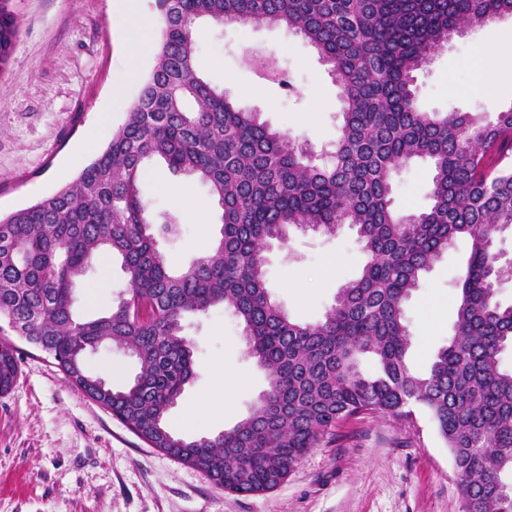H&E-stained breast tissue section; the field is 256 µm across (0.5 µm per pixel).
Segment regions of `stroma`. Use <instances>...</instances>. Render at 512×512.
<instances>
[{"label": "stroma", "mask_w": 512, "mask_h": 512, "mask_svg": "<svg viewBox=\"0 0 512 512\" xmlns=\"http://www.w3.org/2000/svg\"><path fill=\"white\" fill-rule=\"evenodd\" d=\"M18 28L0 66V215L30 206L72 183L127 119L154 66L144 55L136 77L125 75L137 45L126 35L114 0H9ZM512 37L507 17L454 37L417 77V103L426 111L494 116L512 104V71L487 65L476 77L474 42ZM197 59L211 84L236 103L260 112L273 128L330 146L340 123L339 89L314 49L298 34L271 25L204 21ZM276 59L284 83L266 80L262 62ZM431 173L413 163L394 178L393 206L403 214L429 204ZM140 192L153 212L177 216L178 232L162 240L168 266L177 270L206 253L219 236V212L208 189L149 162ZM206 202L192 210L189 199ZM470 242L457 240L425 273L405 306L412 334L409 363L423 373L446 346L456 320V277ZM363 255L356 233L296 232L270 252L266 280L273 298L302 323L322 319L339 288L358 277ZM119 262L99 256L74 288L80 317L92 319L126 290ZM184 334L194 351V375L168 423L178 434L207 436L246 417L268 385L248 357L242 326L218 306L190 316ZM18 375L0 393V512H463L464 499L447 447L428 413L412 420L365 415L340 424L274 490L239 496L215 486L205 473L150 447L111 413L72 387L46 354L14 339ZM89 371L115 387L138 365L125 350L88 351ZM230 393H222L224 382ZM226 399L223 417L213 407ZM192 412L195 425L181 421Z\"/></svg>", "instance_id": "obj_1"}]
</instances>
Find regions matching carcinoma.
I'll return each instance as SVG.
<instances>
[{"instance_id":"obj_1","label":"carcinoma","mask_w":512,"mask_h":512,"mask_svg":"<svg viewBox=\"0 0 512 512\" xmlns=\"http://www.w3.org/2000/svg\"><path fill=\"white\" fill-rule=\"evenodd\" d=\"M163 19L155 64L124 125L69 185L0 217V330L47 351L83 395L153 447L236 495L270 491L337 425L364 414L427 410L451 453L466 512H512V304L495 250L512 228V105L495 117L426 112L416 74L448 44L505 16L512 0H157ZM276 25L303 36L340 89L342 123L315 164L308 144L236 107L196 58L195 23ZM16 22L0 0V64ZM207 186L221 237L206 255L168 269L160 237L176 220L150 216L139 191L145 163ZM430 164V205L401 214L394 176ZM357 229L366 261L316 323L293 320L267 287L266 253L293 229ZM459 236L472 240L456 282L454 334L429 370H411L404 305ZM101 253L121 259L129 288L103 316L75 314L74 285ZM216 306L243 324L248 354L268 389L234 427L203 437L171 432L167 417L194 375L183 320ZM119 347L139 369L114 389L83 354ZM378 364L364 375L357 359ZM18 373L0 343V393Z\"/></svg>"}]
</instances>
